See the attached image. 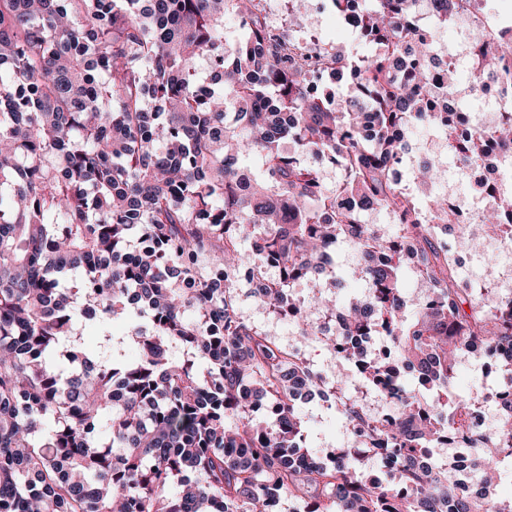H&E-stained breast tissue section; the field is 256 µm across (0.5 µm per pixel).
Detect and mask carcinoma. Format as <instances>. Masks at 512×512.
<instances>
[{"mask_svg":"<svg viewBox=\"0 0 512 512\" xmlns=\"http://www.w3.org/2000/svg\"><path fill=\"white\" fill-rule=\"evenodd\" d=\"M449 2L434 0L431 29L451 21ZM329 6L357 13L367 54L275 31L259 0H0V512H274L285 498L293 512H512L493 495L512 465V399L500 431L482 432L473 398L450 389L475 348L512 375V297L463 283L436 233L447 200L404 190L434 187L443 168L399 172L411 127L453 133L454 70L433 80L412 0H317ZM226 15L242 37H226ZM499 71L512 76L502 25L479 34L471 95ZM448 149L511 166L512 112ZM323 165L340 171L332 191ZM481 222L512 226V184ZM340 243L360 253L366 294L297 303L294 285ZM271 261L283 280L257 300L361 365L365 391L341 387L332 406L356 447L329 458L309 450L296 408L320 374L237 307V273ZM406 270L425 286L411 305ZM133 311L149 323L114 340L110 323ZM369 332L389 350L344 340ZM373 390L398 395L395 418L370 410ZM446 434L480 444L464 477L434 456Z\"/></svg>","mask_w":512,"mask_h":512,"instance_id":"carcinoma-1","label":"carcinoma"}]
</instances>
